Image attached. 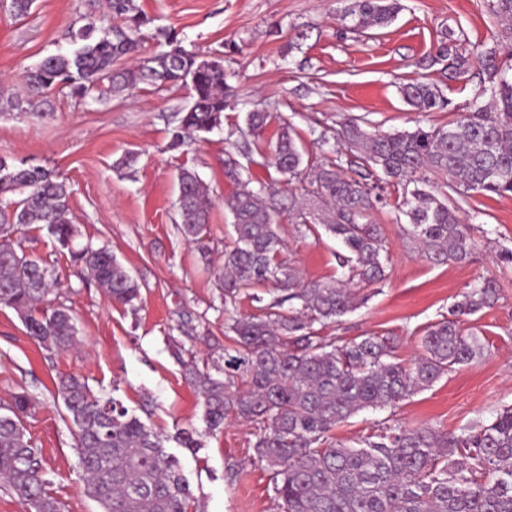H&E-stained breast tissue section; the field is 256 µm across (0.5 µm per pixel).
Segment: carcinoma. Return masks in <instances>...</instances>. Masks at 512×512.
I'll list each match as a JSON object with an SVG mask.
<instances>
[{"instance_id": "cac0c4a2", "label": "carcinoma", "mask_w": 512, "mask_h": 512, "mask_svg": "<svg viewBox=\"0 0 512 512\" xmlns=\"http://www.w3.org/2000/svg\"><path fill=\"white\" fill-rule=\"evenodd\" d=\"M108 8L124 24L101 34L92 24L79 28L71 35V52L49 55L28 71V94L42 97L65 85L84 97L105 83L118 94L140 80L187 82L193 103L171 147L182 146L190 132L220 128L229 97L224 60L166 51L123 69L121 61L137 52L149 19L133 0H108ZM490 9L512 37V0H490ZM399 11V0H352L345 17L352 30L366 31L392 23ZM436 58L451 59L449 67L460 74L474 63L486 73L473 90L469 112L446 127L369 132L363 118L351 116L337 131L333 155L305 165L288 118L265 111L246 115L241 155L251 158V140L276 123L272 161L299 187L286 197L272 187H245L228 199L233 236L218 278L224 346L201 363L181 354L178 360L202 398L209 429L223 428L228 418L255 424L253 448L270 472L282 512H512V406L458 434L409 427L388 416L355 444L332 436L338 424L360 411L394 409L484 353L464 318L497 303L492 280L463 293L448 315L426 327L422 355L411 363L398 358L392 336L320 335L321 327L341 322L368 300L366 287L386 279L387 240L372 221L375 211L390 205L386 187L402 191L406 237L437 263L466 260L473 242L450 198L421 189L429 176L447 178L456 194H512V77L500 69L492 48L453 51L441 44ZM401 92L421 112L445 105L425 81L408 83ZM178 186L177 229L198 244L209 224L207 189L187 168L180 170ZM70 198L69 185L51 169L23 164L0 169V305L13 309L29 336L50 353L76 343V323L49 297L47 267L16 249L15 235L22 229L44 228L111 301L133 309L140 298L138 282L111 250L71 249L77 229ZM285 214L298 235H315L321 228L340 243L341 276L301 279L282 257ZM262 288L272 295L270 302L258 314L238 315L242 298L263 301ZM56 391L74 428L84 494L102 512H189V489L178 462L140 418L115 398L95 395L79 375H59ZM29 407L28 396L17 394L0 413V480L24 512H62L42 454L26 434Z\"/></svg>"}]
</instances>
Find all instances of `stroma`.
<instances>
[{"mask_svg": "<svg viewBox=\"0 0 512 512\" xmlns=\"http://www.w3.org/2000/svg\"><path fill=\"white\" fill-rule=\"evenodd\" d=\"M399 2L402 9L390 26L358 33L343 18L349 0H135L152 20L139 59L166 51L164 36L173 34L198 58L223 55L235 92L221 128L192 133L176 150L170 143L177 115L192 103L182 82L141 83L130 94L96 91L84 98L65 88L32 109H7L8 98L23 93L27 71L48 55L70 51V30L105 27L110 18L106 0H35L21 18L0 7V157L65 177L79 230L75 247L110 248L141 289L135 307L112 303L94 281L77 275L68 251L45 232L33 229L20 239L26 253L52 270L58 299L76 318L77 342L47 352L13 309L0 306V405L18 393L32 399L27 434L42 453L64 512L101 508L83 492L65 407L53 388L61 373L82 375L94 392L120 400L160 435L166 453L180 464L190 512H279L270 474L255 456L252 426L228 420L223 429L208 430L202 400L185 382L173 348L184 339L180 322L186 315L198 356H206L208 342L224 339L217 278L232 240L225 201L236 190L224 176V161L240 155L227 133L244 126L248 112L288 116L310 161L321 153L318 134L335 139L339 122L351 115L364 117L367 130L386 132L443 126L467 112L479 72L451 78L447 62L434 58L439 42L497 48L502 69H512V40L488 0ZM420 78L435 84L447 107L419 112L405 103L401 86ZM128 155L131 165L121 166ZM183 168L196 171L208 188L202 250L176 228ZM400 201V192H392L390 206L372 216L389 243L386 280L322 333L346 339L394 335L399 358L409 362L421 352L425 327L467 289L494 280L497 304L469 319L485 346L483 356L449 371L393 413L410 427L455 432L512 405V262L506 258L512 251V195L457 197L460 219L472 227L473 256L440 265L407 242L409 219ZM280 228L305 280L339 275L334 238L298 236L286 217ZM183 430L194 433L197 447L179 444Z\"/></svg>", "mask_w": 512, "mask_h": 512, "instance_id": "obj_1", "label": "stroma"}]
</instances>
